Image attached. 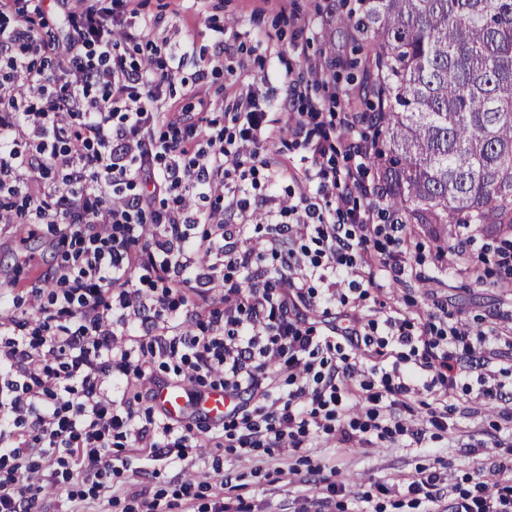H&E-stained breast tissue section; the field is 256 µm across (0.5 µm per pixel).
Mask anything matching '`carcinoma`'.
<instances>
[{"label":"carcinoma","instance_id":"1","mask_svg":"<svg viewBox=\"0 0 512 512\" xmlns=\"http://www.w3.org/2000/svg\"><path fill=\"white\" fill-rule=\"evenodd\" d=\"M353 109L404 224L512 236V0H328Z\"/></svg>","mask_w":512,"mask_h":512}]
</instances>
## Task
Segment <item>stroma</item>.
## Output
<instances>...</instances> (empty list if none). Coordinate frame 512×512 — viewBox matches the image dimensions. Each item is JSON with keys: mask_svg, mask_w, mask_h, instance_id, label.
<instances>
[{"mask_svg": "<svg viewBox=\"0 0 512 512\" xmlns=\"http://www.w3.org/2000/svg\"><path fill=\"white\" fill-rule=\"evenodd\" d=\"M140 12L152 20L151 40L172 47L193 45L196 59L174 79L164 103L174 112H201L223 125L241 95L254 93L276 105L284 96L289 72L305 60H327L329 46L322 27L323 0H139ZM218 60L204 84L195 74L203 60ZM415 245L413 262L429 274L427 282H388L363 306L375 315L385 305L414 316L427 317L434 296L448 310L479 329L491 313L503 312L512 326V278L495 273L499 240L477 234L476 245L457 266L437 259L435 228L410 225ZM32 255L37 270L61 262L67 251L56 243L47 225L0 223V271L12 273L15 294L25 295L32 273L15 269L18 250ZM473 378H463L448 400L453 432L429 429L423 447L403 441H384L340 448L321 440L312 448H258L243 455L231 448L191 450L188 460L175 457L150 460L145 448L121 449L127 469L113 474L112 497L94 504L71 500L69 488L42 484L33 512H138L143 501L157 512H209L223 500L227 512H421L406 492L392 491L394 482L427 470L440 477L442 499L473 489L475 472L496 480L495 466L512 459L504 444L512 440V422L502 407L477 399ZM196 495L183 499L184 482Z\"/></svg>", "mask_w": 512, "mask_h": 512, "instance_id": "stroma-1", "label": "stroma"}]
</instances>
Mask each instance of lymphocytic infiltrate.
I'll return each mask as SVG.
<instances>
[{"instance_id": "obj_1", "label": "lymphocytic infiltrate", "mask_w": 512, "mask_h": 512, "mask_svg": "<svg viewBox=\"0 0 512 512\" xmlns=\"http://www.w3.org/2000/svg\"><path fill=\"white\" fill-rule=\"evenodd\" d=\"M146 27L132 5L116 14L91 0H0V223L52 225L72 247L44 275L52 292L32 287L36 319L0 316V512H31L27 489L65 486L78 465L98 499L127 465L120 448L186 457L183 425L115 400L131 382L154 385L156 365L236 398L218 432L244 451L300 448L314 433L422 444L427 427L446 426L444 402L466 375L478 399L506 402L492 369L497 320L473 331L442 300L422 320L360 315L384 281L422 274L406 225L382 221L387 188L355 120L333 137L326 103L296 106L322 65L307 62L286 87L284 128L316 191L284 201L262 192L283 177L264 157L266 112L242 98L216 132L196 113L161 111L186 56L156 46L150 67L131 62L127 46ZM218 191L223 207L209 206ZM255 202L267 208L273 271L256 268L248 225L224 218ZM200 224L208 232L196 234ZM197 285L219 289L221 307L187 308L184 291ZM316 308L331 316L321 331L308 321ZM420 390L437 402L427 424L403 422ZM450 509L512 512V478L477 482Z\"/></svg>"}]
</instances>
